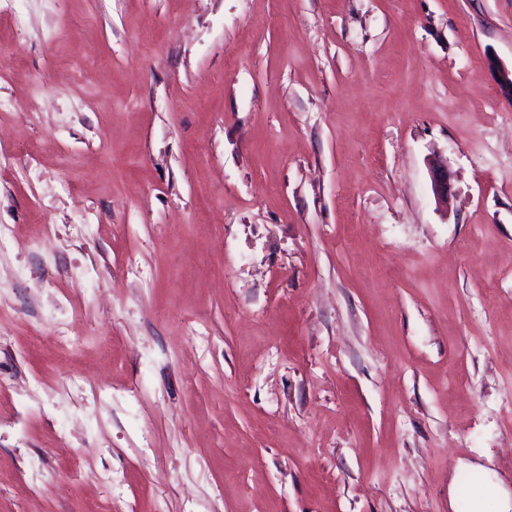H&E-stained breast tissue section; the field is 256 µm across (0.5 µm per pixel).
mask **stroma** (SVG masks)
I'll return each instance as SVG.
<instances>
[{"mask_svg": "<svg viewBox=\"0 0 512 512\" xmlns=\"http://www.w3.org/2000/svg\"><path fill=\"white\" fill-rule=\"evenodd\" d=\"M2 49L0 512L512 493V0H0ZM433 193L439 203L448 206V196L451 190L448 167L434 164L430 169Z\"/></svg>", "mask_w": 512, "mask_h": 512, "instance_id": "stroma-1", "label": "stroma"}]
</instances>
